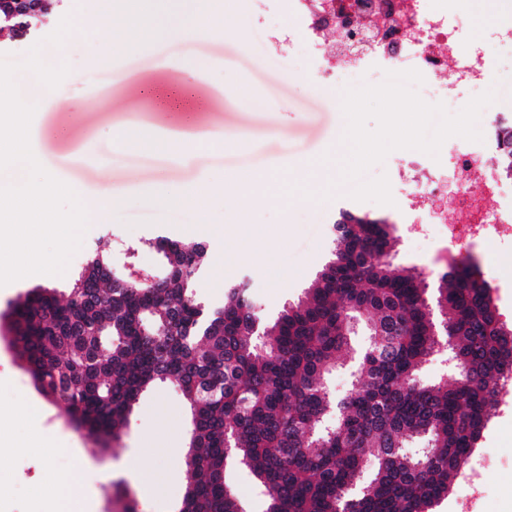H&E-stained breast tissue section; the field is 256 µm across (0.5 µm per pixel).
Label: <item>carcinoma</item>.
Listing matches in <instances>:
<instances>
[{"label":"carcinoma","mask_w":512,"mask_h":512,"mask_svg":"<svg viewBox=\"0 0 512 512\" xmlns=\"http://www.w3.org/2000/svg\"><path fill=\"white\" fill-rule=\"evenodd\" d=\"M496 141L512 174V126ZM346 216L313 288L271 324L245 279L227 285L224 305L204 301L208 249L164 234L145 240L165 264L155 284L113 272L105 235L65 290L30 289L0 320L36 390L96 448L151 385L179 389L192 424L179 512H244L224 483L229 460L258 480L265 512H432L512 378V329L469 270L442 276L445 316L433 314L418 275L381 263L386 224ZM363 319L371 342L338 407L326 379ZM445 340L457 378L422 383Z\"/></svg>","instance_id":"1"}]
</instances>
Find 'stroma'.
Instances as JSON below:
<instances>
[{"instance_id": "obj_1", "label": "stroma", "mask_w": 512, "mask_h": 512, "mask_svg": "<svg viewBox=\"0 0 512 512\" xmlns=\"http://www.w3.org/2000/svg\"><path fill=\"white\" fill-rule=\"evenodd\" d=\"M282 8L283 0H224L225 34L185 44L150 41L149 52L126 54L123 70L105 81L92 63L104 57L112 33L88 10L87 0H65L74 28L62 47L43 45L41 55L51 65L67 63L70 72L60 85V101L38 105L32 120L39 162L62 179L81 183L92 196L102 191L104 172L109 182L124 186L128 202L113 211L107 227L114 253L136 251L141 266L159 271L163 259L145 247V239L167 233L206 244L210 263L198 291L212 305H223L225 284L245 276L266 321L274 322L284 306L303 297L331 259L330 227L338 212L348 209L389 220L393 266L420 274L428 291H435L445 272L442 253L453 252L463 264L475 265L491 287L501 321L512 324V236L458 244L438 228L420 229L418 217L405 207L408 188L397 178L399 168L416 161L444 175L454 163L450 151L433 158L417 150H395L371 167L369 177L387 175L395 200L391 206L358 202L340 191L319 203L293 199L284 204L259 196L241 209L230 185L224 188L223 203L214 204L204 222L150 204V197L167 184L189 189L200 179L216 180L224 173L287 167L299 178L310 157L333 150L345 127L341 88L318 79L314 61L304 53L273 56L266 47L253 45L254 38H267ZM448 15L461 40L486 52L489 83L512 85V45L497 44L487 30L476 29L463 7L449 9ZM162 53L190 57L197 68L158 67ZM89 99L99 101L98 110L85 112ZM502 122H512L510 96L482 110V141L464 144L497 168L495 130ZM159 127L188 143L189 152L173 159L132 151L122 140L126 129ZM218 141L223 150H203V143ZM497 176L504 192L486 221L512 225V176L499 168ZM230 224L251 227L262 239L259 248L229 235ZM189 426L178 389L160 383L142 394L104 456H93L64 412L35 389L15 349L0 339V445L6 448L0 460V512H57L54 500L35 491L48 468L59 475L83 473L81 496L98 502V512H124L128 506L135 512H178ZM46 440L58 447L48 462L39 447ZM488 451L494 461L484 470L480 488L472 489L470 469ZM132 456L142 458L154 486L151 493H143L139 478L125 471L123 464ZM434 512H512V404L491 413L467 468Z\"/></svg>"}]
</instances>
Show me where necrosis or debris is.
<instances>
[{
  "mask_svg": "<svg viewBox=\"0 0 512 512\" xmlns=\"http://www.w3.org/2000/svg\"><path fill=\"white\" fill-rule=\"evenodd\" d=\"M287 8L293 24L287 42L308 44L324 80L370 82L364 64L380 60L393 72L419 71L421 98L453 110L460 106L457 86H480L488 77L484 53L465 48L447 11L430 0H288ZM456 169L461 182L479 183L484 193L459 200L439 221L459 241L490 238L492 229L479 217L487 198L502 192L495 171L471 152L457 153Z\"/></svg>",
  "mask_w": 512,
  "mask_h": 512,
  "instance_id": "4bbe7bcc",
  "label": "necrosis or debris"
}]
</instances>
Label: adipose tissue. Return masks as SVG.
I'll return each mask as SVG.
<instances>
[{
	"label": "adipose tissue",
	"instance_id": "ef3b65f1",
	"mask_svg": "<svg viewBox=\"0 0 512 512\" xmlns=\"http://www.w3.org/2000/svg\"><path fill=\"white\" fill-rule=\"evenodd\" d=\"M214 0H97L101 19L110 28V51L134 52L145 41L171 38L197 40L218 32L209 19ZM154 201L164 209L197 214L206 219L216 201L213 181H200L193 189H161Z\"/></svg>",
	"mask_w": 512,
	"mask_h": 512
}]
</instances>
